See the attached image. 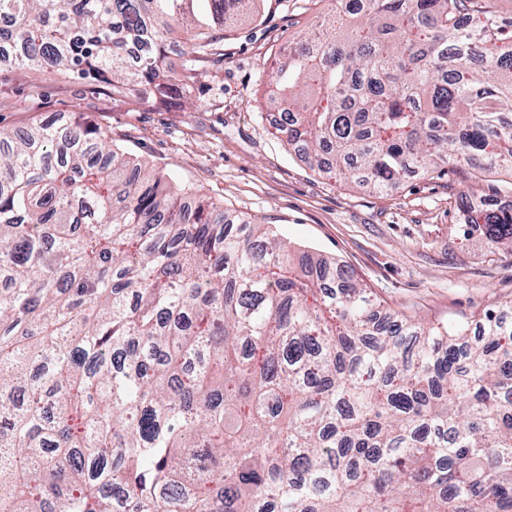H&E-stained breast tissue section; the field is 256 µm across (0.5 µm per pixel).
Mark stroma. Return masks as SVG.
Masks as SVG:
<instances>
[{
  "label": "stroma",
  "instance_id": "stroma-1",
  "mask_svg": "<svg viewBox=\"0 0 512 512\" xmlns=\"http://www.w3.org/2000/svg\"><path fill=\"white\" fill-rule=\"evenodd\" d=\"M325 11L323 0H260L253 20L226 29L198 63L191 110L175 96L134 106L63 76L0 72V125L54 115L111 130L125 151L225 211L336 258L406 315L453 325L512 300V250L486 246L460 208L464 193L479 206L511 202L512 178L476 190L452 171L418 172L378 193L314 170L272 136L262 90L273 63Z\"/></svg>",
  "mask_w": 512,
  "mask_h": 512
}]
</instances>
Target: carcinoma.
<instances>
[{
	"label": "carcinoma",
	"mask_w": 512,
	"mask_h": 512,
	"mask_svg": "<svg viewBox=\"0 0 512 512\" xmlns=\"http://www.w3.org/2000/svg\"><path fill=\"white\" fill-rule=\"evenodd\" d=\"M253 2L0 0V72L145 103ZM266 101L357 186L512 171V21L494 0H345ZM461 202L512 248L511 208ZM478 325L374 302L106 129L0 126V512H512V302Z\"/></svg>",
	"instance_id": "cac0c4a2"
}]
</instances>
